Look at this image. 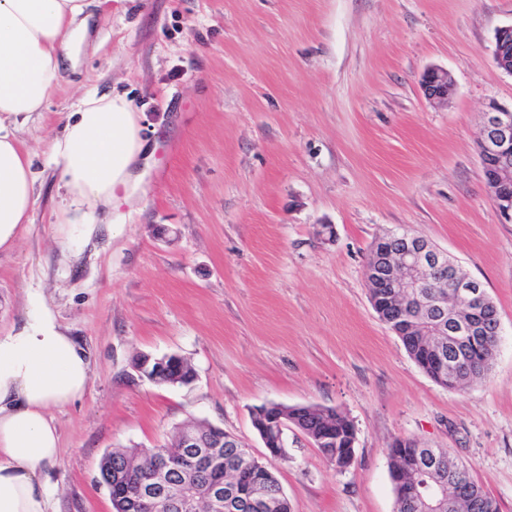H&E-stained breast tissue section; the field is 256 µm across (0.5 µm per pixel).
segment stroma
I'll use <instances>...</instances> for the list:
<instances>
[{
  "label": "stroma",
  "instance_id": "stroma-1",
  "mask_svg": "<svg viewBox=\"0 0 512 512\" xmlns=\"http://www.w3.org/2000/svg\"><path fill=\"white\" fill-rule=\"evenodd\" d=\"M21 138L35 205L0 253V332L39 296L86 350V396L53 409L52 512H113L99 463L115 448L170 442L206 421L246 440L292 512H394L388 448L445 449L512 512V224L489 198L477 151L488 100L512 102L492 59L512 0H103ZM448 70L447 104L423 96ZM141 114L146 196L91 237L63 234L62 173L49 143L88 95ZM408 229L483 283L501 336L491 371L437 384L373 310L376 239ZM177 354L188 386L141 378V355ZM276 402L352 420L355 461L336 472L287 431L271 457L251 411ZM420 87L428 101L448 103L454 92V81L447 70L429 68L421 76Z\"/></svg>",
  "mask_w": 512,
  "mask_h": 512
}]
</instances>
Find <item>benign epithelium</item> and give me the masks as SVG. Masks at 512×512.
I'll return each instance as SVG.
<instances>
[{
  "label": "benign epithelium",
  "instance_id": "benign-epithelium-1",
  "mask_svg": "<svg viewBox=\"0 0 512 512\" xmlns=\"http://www.w3.org/2000/svg\"><path fill=\"white\" fill-rule=\"evenodd\" d=\"M512 37V24L500 27L494 36L492 56L498 68L512 75V53L506 45ZM420 87L425 98L433 103H446L454 92V81L445 69L429 68L421 76ZM479 155L491 160L485 183L501 223L512 224V105L490 100L482 113L480 134L477 139ZM366 282L370 288H389L387 299L414 300L436 310L440 301L429 291L436 282L448 289L450 304L457 313L448 315L445 335L448 343L470 345L490 335L501 333V322L491 311L493 306L483 285L459 272L447 254L433 247L426 239L407 233L392 231L379 238L373 248L366 268ZM171 355L146 356L135 371L142 378L149 372L167 369ZM288 429V417L279 415L265 422L260 438L273 457L286 455V449L273 447L272 438L283 435ZM238 438L224 429L207 425V435L201 436L194 429H183L176 447L179 454L166 450H151V464L143 471L140 498L146 507L157 502L166 505L169 512H196L198 499L209 505V512H235L234 484L228 480L208 483L202 487L189 481V477L204 469L220 464L221 448L237 444ZM174 470L182 471L188 480L170 482ZM423 482L414 491L413 504L420 508H436L454 497L476 507L468 481L464 476L444 473L439 458L419 464Z\"/></svg>",
  "mask_w": 512,
  "mask_h": 512
}]
</instances>
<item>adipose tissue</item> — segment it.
<instances>
[{"label":"adipose tissue","mask_w":512,"mask_h":512,"mask_svg":"<svg viewBox=\"0 0 512 512\" xmlns=\"http://www.w3.org/2000/svg\"><path fill=\"white\" fill-rule=\"evenodd\" d=\"M89 0H0V251L13 248L35 204L30 154L20 133L77 61L93 24ZM147 141L125 97L87 96L69 113L50 153L60 166L66 222L91 235L88 214L119 213L140 186ZM90 361L32 297L26 324L0 334V512H49L53 485L43 472L58 456L49 410L82 399Z\"/></svg>","instance_id":"ef3b65f1"}]
</instances>
